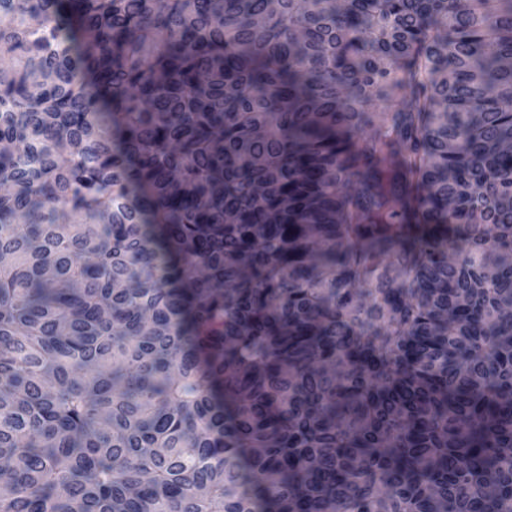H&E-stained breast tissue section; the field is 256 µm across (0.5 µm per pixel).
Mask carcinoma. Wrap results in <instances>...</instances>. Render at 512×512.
<instances>
[{"label":"carcinoma","instance_id":"carcinoma-1","mask_svg":"<svg viewBox=\"0 0 512 512\" xmlns=\"http://www.w3.org/2000/svg\"><path fill=\"white\" fill-rule=\"evenodd\" d=\"M0 0V512H512V0Z\"/></svg>","mask_w":512,"mask_h":512}]
</instances>
